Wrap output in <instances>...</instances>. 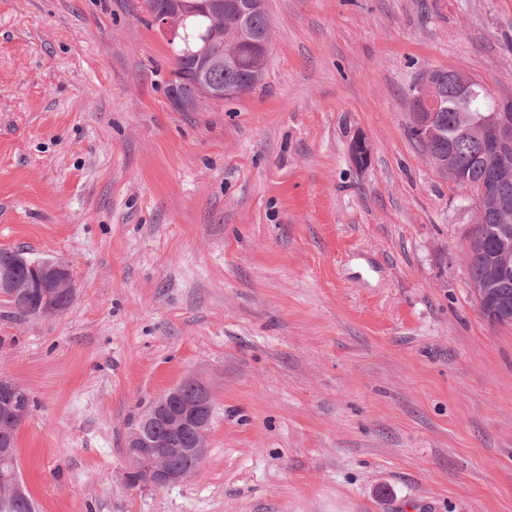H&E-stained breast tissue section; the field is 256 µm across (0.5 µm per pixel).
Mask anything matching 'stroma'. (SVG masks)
<instances>
[{"mask_svg":"<svg viewBox=\"0 0 512 512\" xmlns=\"http://www.w3.org/2000/svg\"><path fill=\"white\" fill-rule=\"evenodd\" d=\"M265 8L263 83L180 112L144 0H0V249L75 282L52 317L0 299L24 484L38 512H512V325L409 132L425 71L512 97V0ZM190 375L205 460L128 487L131 421Z\"/></svg>","mask_w":512,"mask_h":512,"instance_id":"stroma-1","label":"stroma"}]
</instances>
